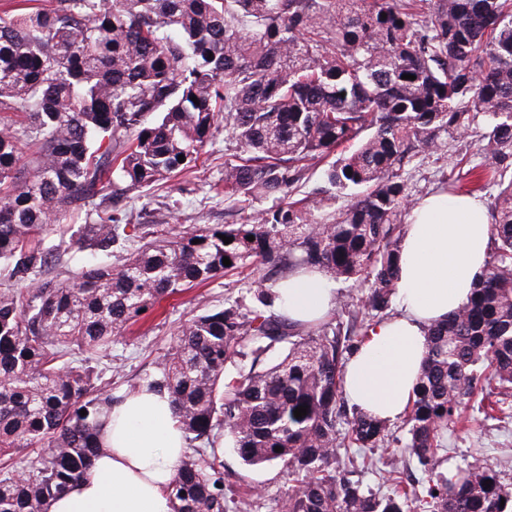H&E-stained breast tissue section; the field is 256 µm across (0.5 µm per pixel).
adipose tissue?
I'll return each instance as SVG.
<instances>
[{
	"mask_svg": "<svg viewBox=\"0 0 512 512\" xmlns=\"http://www.w3.org/2000/svg\"><path fill=\"white\" fill-rule=\"evenodd\" d=\"M404 231L400 312L370 329L345 370L351 404L385 421L403 417L413 401L425 326L461 306L483 271L491 218L478 197L438 193L412 204ZM275 291L294 321L336 306V287L318 270L293 275ZM100 442L90 476L52 501L49 512H172L168 487L186 442L164 395L143 389L127 396L103 417Z\"/></svg>",
	"mask_w": 512,
	"mask_h": 512,
	"instance_id": "ef3b65f1",
	"label": "adipose tissue"
}]
</instances>
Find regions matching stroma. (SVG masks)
I'll list each match as a JSON object with an SVG mask.
<instances>
[{"label":"stroma","mask_w":512,"mask_h":512,"mask_svg":"<svg viewBox=\"0 0 512 512\" xmlns=\"http://www.w3.org/2000/svg\"><path fill=\"white\" fill-rule=\"evenodd\" d=\"M438 141L437 151L416 153L405 167L404 176L413 198L438 191L451 195L476 192L485 202H492L497 187L490 165L479 153L476 134L451 136L443 131ZM234 149L232 137L220 133L206 146L190 173L164 179L148 191H127L121 202L123 212L134 223L167 224L179 229L230 223L228 204L223 196L214 192L213 186L223 179L224 157ZM456 164L466 175L452 182L448 173ZM244 293L242 275L231 272L158 300L116 338L109 355L98 361L104 379L114 382V394H124L128 381L152 369L178 327L192 315L223 307L225 300L236 299ZM116 367L121 370L117 376L112 373ZM477 449L501 472L506 489L512 490V419H490L467 433L449 432L444 470L452 472L464 466L470 453ZM218 452L224 459L227 484L234 486L243 479L262 488L256 512H281L288 490V474L281 464L245 466L226 439L220 440Z\"/></svg>","instance_id":"stroma-1"}]
</instances>
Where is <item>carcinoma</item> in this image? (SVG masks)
I'll return each mask as SVG.
<instances>
[{
    "label": "carcinoma",
    "mask_w": 512,
    "mask_h": 512,
    "mask_svg": "<svg viewBox=\"0 0 512 512\" xmlns=\"http://www.w3.org/2000/svg\"><path fill=\"white\" fill-rule=\"evenodd\" d=\"M20 2L0 15V261L15 284L0 290V512H48L90 474L101 418L121 402L92 362L142 310L246 271L259 274L245 282L250 300L192 316L154 371L128 383L166 393L190 443L173 512H250L262 497L250 486L226 498L223 436L244 465L279 462L292 476L283 512H512L484 455L442 470L448 430L512 416V178L493 198L483 273L428 329L393 489L364 491L340 453L388 437L386 422L345 405L344 374L354 337L397 295L412 152L481 115L480 152L512 158V0ZM223 130L238 149L224 159V197L270 208L179 231L122 222L121 192L183 171ZM335 153L323 184L295 197L311 162ZM338 194L348 203L333 210ZM96 197L88 248L108 255L122 239L133 250L39 279L47 237L74 233L60 216ZM303 269L356 284L358 307L340 295L327 317L291 321L273 286ZM409 458L427 475L421 492L401 484Z\"/></svg>",
    "instance_id": "obj_1"
}]
</instances>
